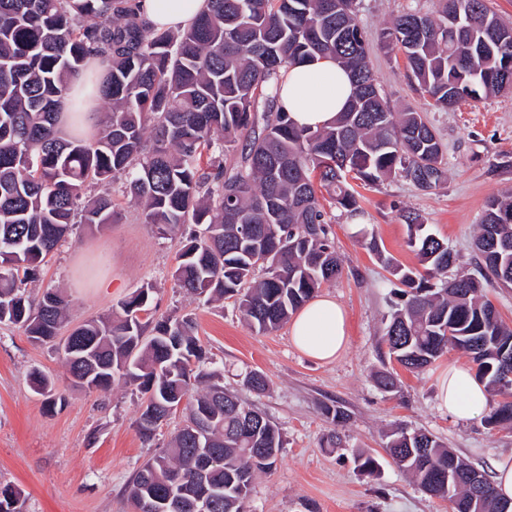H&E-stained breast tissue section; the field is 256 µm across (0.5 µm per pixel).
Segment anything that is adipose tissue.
I'll return each instance as SVG.
<instances>
[{"mask_svg":"<svg viewBox=\"0 0 512 512\" xmlns=\"http://www.w3.org/2000/svg\"><path fill=\"white\" fill-rule=\"evenodd\" d=\"M208 0H139L138 15L157 29H184L206 10ZM353 93L348 74L329 56H317L289 66L283 78L280 105L300 126H329L346 109ZM295 347L309 358L331 362L348 345L345 314L328 295L308 301L290 325ZM439 404L449 416L471 420L486 408L489 393L468 367L452 362L439 385Z\"/></svg>","mask_w":512,"mask_h":512,"instance_id":"1","label":"adipose tissue"}]
</instances>
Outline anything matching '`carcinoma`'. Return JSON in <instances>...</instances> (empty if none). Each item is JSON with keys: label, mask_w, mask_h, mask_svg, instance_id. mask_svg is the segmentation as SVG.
Masks as SVG:
<instances>
[{"label": "carcinoma", "mask_w": 512, "mask_h": 512, "mask_svg": "<svg viewBox=\"0 0 512 512\" xmlns=\"http://www.w3.org/2000/svg\"><path fill=\"white\" fill-rule=\"evenodd\" d=\"M402 52L410 78L434 105L498 93L512 85V26L488 0H441L434 15L404 13L381 33ZM106 76L107 119L87 134L59 124L71 84ZM329 55L354 83L348 109L327 128L293 123L277 107L289 65ZM444 145L423 116L395 112L367 60L356 0H209L189 27L158 30L134 0H0V323L61 355L78 386L130 387L142 398L136 427L148 441L154 419L184 400L182 425L168 446L137 471L133 507L154 495L170 512H192L208 493L210 512H248L257 474L277 463L284 440L267 416L224 391L198 366L205 355L188 315L142 320L151 287L73 327L68 301L49 289L35 301L21 285L34 278L76 223H112V184L139 205L164 236L185 224L199 230L183 244L175 284L206 301L234 299L246 323L279 330L325 284L342 275L320 197L359 208L352 183L400 175L422 191L447 180ZM101 191L84 196L87 187ZM407 245L418 265L365 238L397 281L384 343L411 372L445 352H467L497 397L484 418L512 426V327L487 298L512 288V196L486 205L475 248L481 279L448 277V245L418 217L406 216ZM338 448L348 414L324 406ZM387 455L424 492L450 499L454 512H505L489 479L474 491L459 460L435 436L397 427ZM368 476L380 463L356 458ZM21 491L0 486V512H22Z\"/></svg>", "instance_id": "cac0c4a2"}]
</instances>
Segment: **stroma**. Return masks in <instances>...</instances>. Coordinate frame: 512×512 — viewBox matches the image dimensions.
<instances>
[{
    "label": "stroma",
    "instance_id": "1",
    "mask_svg": "<svg viewBox=\"0 0 512 512\" xmlns=\"http://www.w3.org/2000/svg\"><path fill=\"white\" fill-rule=\"evenodd\" d=\"M438 8V0L359 2L358 20L381 93L394 111L423 113L437 130L448 180L429 191L402 177L359 187L355 213L324 203L342 275L322 291L343 307L349 332L348 348L337 361L301 354L289 327L256 333L233 300L208 304L176 288L171 274L179 238L159 235L118 193L114 223L103 229L76 225L26 284L35 299L51 288L65 291L76 323L117 309L146 285L154 315L195 317L203 368L266 413L283 434L277 464L255 482L252 512H452L449 501L423 492L386 454V435L400 424L433 434L480 469L512 455V427L490 428L480 417L457 420L438 406L440 375L449 361L468 362L466 353L448 351L419 373L386 357L390 273L362 244L363 234H375L393 257L415 264L406 246L405 217L413 214L447 241L458 268L475 270L473 240L485 204L512 192V91L435 107L416 90L403 55L381 42L380 32L394 16ZM386 369L397 371L398 391L375 386L373 374ZM36 370L54 382L62 403L48 405L35 393L30 378ZM252 371L266 376L265 393L244 387ZM140 403L128 388L103 393L75 386L55 348L0 324V483L21 490L23 512H132L128 485L136 470L181 424L173 417L153 441H143L136 428ZM327 404L349 414L339 448L325 445L332 428L322 411ZM360 453L379 459L377 476L356 468Z\"/></svg>",
    "mask_w": 512,
    "mask_h": 512
}]
</instances>
